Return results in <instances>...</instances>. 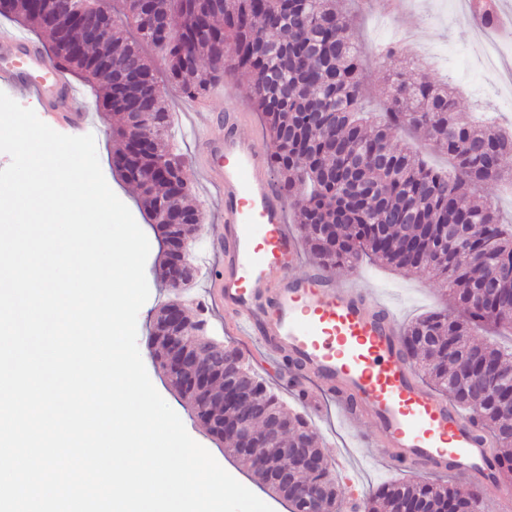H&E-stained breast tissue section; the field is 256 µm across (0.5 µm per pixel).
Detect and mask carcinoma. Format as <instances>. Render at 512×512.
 Returning a JSON list of instances; mask_svg holds the SVG:
<instances>
[{
  "mask_svg": "<svg viewBox=\"0 0 512 512\" xmlns=\"http://www.w3.org/2000/svg\"><path fill=\"white\" fill-rule=\"evenodd\" d=\"M75 2L0 0V17L14 18L46 36L65 70L93 87L97 107L119 116L121 125L112 131L114 166L122 179L139 189L140 206L164 243L177 232L194 237L203 216L188 203L190 189L181 182L144 181V174L161 161L185 168L169 143V112L157 90L155 71L142 52L144 43L161 53L169 78L191 98L203 95L228 73L253 74L250 97L271 136V173L295 208L310 254L322 266L352 267L371 256L399 272L433 279L448 290L449 308L426 314L403 329L401 356L477 418L489 437L494 469L511 479L512 414L501 411L499 401L511 399L512 389H474L472 374L459 371L448 357V337L459 338V357L481 351L479 368L486 359L505 371L512 365V351L492 343H470L484 328L512 329V278L502 273L503 264L512 266V225L501 223L493 205L477 194L483 183L512 182V170L502 166V160L512 155V127L458 117L455 91L434 84L410 64L387 75L383 118L363 116V53L352 40L339 0H121L120 18L106 0H86L80 10ZM129 26L135 27L137 38L125 36ZM139 104L152 110L142 132L154 138V146L150 155L132 164L127 127L134 123V107ZM397 129L427 135L432 149L448 156L454 176L429 166L408 146L392 147L391 134ZM161 205L190 216L195 225L176 231L160 223ZM447 224L466 229L480 225L493 260L475 264L449 249ZM484 283L495 284L497 293L483 294ZM178 302L176 294L161 308L153 333L160 367L209 432L226 442L263 484L288 496V490L276 485L278 462L255 466L252 452L231 433L217 430L211 420L222 416L230 427L248 419L261 433L269 419L277 418L279 446L299 448L312 458L323 456L316 429L304 415L285 409L271 391L265 392L255 411L244 399L223 402L224 382L218 377L206 388L193 390L181 374L167 370L171 347L162 324ZM422 336L432 340L414 348L413 342ZM201 345L212 365L231 358L245 363L234 347L185 334L184 349ZM288 478L318 485L328 505H337L332 472H311L296 462ZM473 498L474 493L465 496L450 481L404 479L384 484L364 501L362 512H401L404 507L466 512Z\"/></svg>",
  "mask_w": 512,
  "mask_h": 512,
  "instance_id": "obj_1",
  "label": "carcinoma"
}]
</instances>
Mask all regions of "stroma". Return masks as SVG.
<instances>
[{
	"mask_svg": "<svg viewBox=\"0 0 512 512\" xmlns=\"http://www.w3.org/2000/svg\"><path fill=\"white\" fill-rule=\"evenodd\" d=\"M405 3L401 12L385 18L379 10L370 8L367 0L341 2L344 9L357 17L355 35L361 40L367 59L364 81L368 94L376 95L386 87L388 64L380 56L381 48L391 42L395 30H409L419 38L418 49L431 54L426 61L429 80L436 84L458 86L462 115L492 112L500 121L511 122L512 94L506 92L505 83L512 76V41L504 39L499 43L503 62L499 72H483L479 61L484 53L485 41L469 25L462 0H405ZM249 82V77L242 74L228 76L225 82L211 86L208 97L212 101L213 111L239 115L243 134L263 137L267 131L261 114L253 109L249 99ZM70 83L77 91L79 105L88 114L87 130L95 137L104 177L113 192L128 206L150 243L145 268L150 296L138 314L137 344L152 384L180 416L189 435L204 446L228 473L248 484L273 512H288L283 498L261 486L231 455L224 442L209 433L187 399L171 385L155 360L151 347L153 325L160 308L173 296L158 271L160 239L139 207L136 189L112 172L111 119L105 112L97 110L87 83L75 77L71 78ZM161 88L169 109L180 113L179 118L171 119L169 133L174 150L185 159L186 174L192 187L189 201L204 214L201 228L191 243L196 276L191 286L183 291L182 301L192 311L204 314L209 332L219 344L232 345L243 353L255 374L263 379L268 389L282 398L288 410L308 416L320 434L326 456L348 455L351 462L349 472L336 476L341 505L347 510L381 484L403 478L404 473L388 468L380 449L366 447V438L375 433L369 419L349 423L344 420L336 403L327 401L326 397H297L288 385V373L282 364L273 356L262 353L258 346L225 333L223 313L206 299L210 286L209 272L212 267L222 263L217 247L222 222L219 192L206 180L196 160V131L204 116L191 111L189 99L183 97L177 85L163 79ZM353 272L365 287L374 289L382 296L398 313L401 323H408L417 316L439 309L445 303L446 296L441 285L427 278L395 273L370 261L362 262Z\"/></svg>",
	"mask_w": 512,
	"mask_h": 512,
	"instance_id": "stroma-1",
	"label": "stroma"
}]
</instances>
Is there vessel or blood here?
<instances>
[{
	"mask_svg": "<svg viewBox=\"0 0 512 512\" xmlns=\"http://www.w3.org/2000/svg\"><path fill=\"white\" fill-rule=\"evenodd\" d=\"M0 84L54 101L50 127L83 122L62 66L20 34L0 37ZM194 109L210 124L198 139L204 173L223 193L224 264L212 274L209 296L223 307L226 325L289 362L297 379L314 380L347 421L368 416L394 468L450 471L494 486L501 512H512V486L490 467L486 435L402 358L400 324L388 303L322 269L294 274L299 240L286 227L287 202L265 144L241 134L236 115H212L209 100H195Z\"/></svg>",
	"mask_w": 512,
	"mask_h": 512,
	"instance_id": "obj_1",
	"label": "vessel or blood"
}]
</instances>
